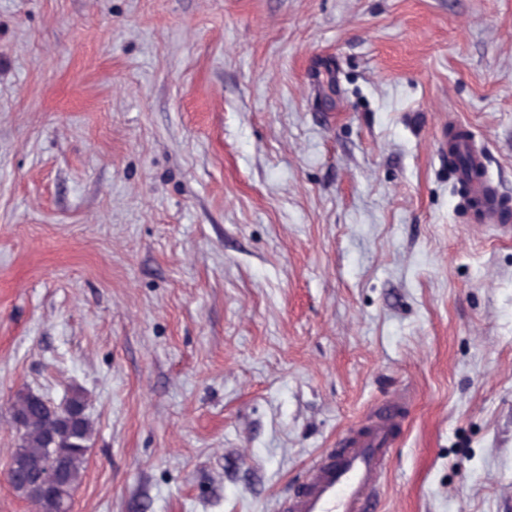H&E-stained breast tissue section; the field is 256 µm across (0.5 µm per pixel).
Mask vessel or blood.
<instances>
[{"instance_id":"1","label":"vessel or blood","mask_w":512,"mask_h":512,"mask_svg":"<svg viewBox=\"0 0 512 512\" xmlns=\"http://www.w3.org/2000/svg\"><path fill=\"white\" fill-rule=\"evenodd\" d=\"M461 148L468 152L469 161L455 177L466 183L483 223L499 225V197L474 132H466ZM402 420L399 407L390 401L383 403L380 416L364 433L344 439L341 447L325 449L312 461L306 485L289 495L284 512H371Z\"/></svg>"}]
</instances>
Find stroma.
I'll return each mask as SVG.
<instances>
[{
  "label": "stroma",
  "instance_id": "stroma-1",
  "mask_svg": "<svg viewBox=\"0 0 512 512\" xmlns=\"http://www.w3.org/2000/svg\"><path fill=\"white\" fill-rule=\"evenodd\" d=\"M512 0H0L9 402L88 395L71 512H280L400 396L375 512H512ZM465 133V138L461 140V148L469 154L468 165L464 169L454 172L455 178L464 181L469 190V199L474 204V208L480 213L484 224L498 226L503 230H508L510 224H500L499 196L488 171L484 164V154L478 149L476 135L466 127L458 128Z\"/></svg>",
  "mask_w": 512,
  "mask_h": 512
}]
</instances>
